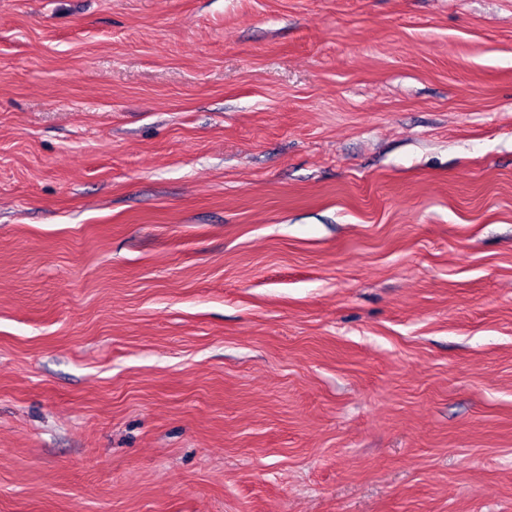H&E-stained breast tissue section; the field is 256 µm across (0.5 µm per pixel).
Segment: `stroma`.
Instances as JSON below:
<instances>
[{"label": "stroma", "mask_w": 512, "mask_h": 512, "mask_svg": "<svg viewBox=\"0 0 512 512\" xmlns=\"http://www.w3.org/2000/svg\"><path fill=\"white\" fill-rule=\"evenodd\" d=\"M0 512H512V0H0Z\"/></svg>", "instance_id": "stroma-1"}]
</instances>
